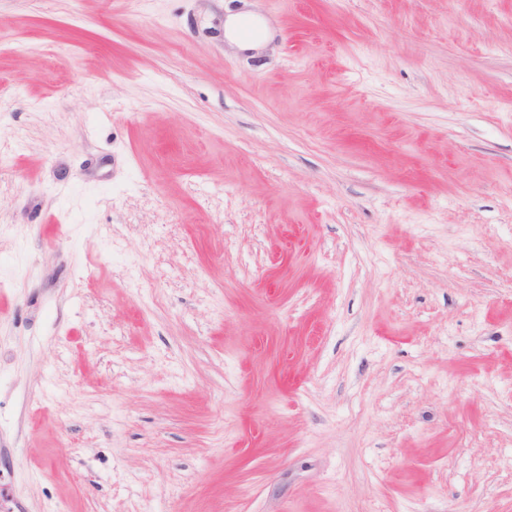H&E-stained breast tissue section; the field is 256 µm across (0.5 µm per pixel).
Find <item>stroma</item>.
I'll list each match as a JSON object with an SVG mask.
<instances>
[{
    "label": "stroma",
    "mask_w": 512,
    "mask_h": 512,
    "mask_svg": "<svg viewBox=\"0 0 512 512\" xmlns=\"http://www.w3.org/2000/svg\"><path fill=\"white\" fill-rule=\"evenodd\" d=\"M509 101L512 0H0V512H512ZM253 20L260 26V34L251 39H245L238 35V27L243 20ZM225 36L236 47L243 51H254L260 48L268 38V28L266 23L258 16L250 15H233L230 16L225 26Z\"/></svg>",
    "instance_id": "35a3bbf8"
}]
</instances>
